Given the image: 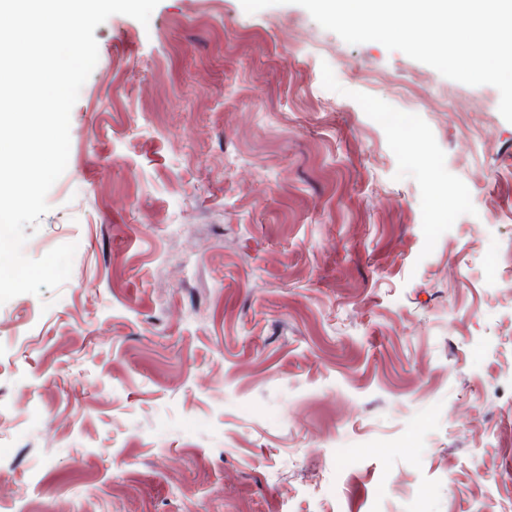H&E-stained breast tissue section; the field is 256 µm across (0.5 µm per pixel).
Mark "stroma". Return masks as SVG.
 Returning <instances> with one entry per match:
<instances>
[{
	"instance_id": "1",
	"label": "stroma",
	"mask_w": 512,
	"mask_h": 512,
	"mask_svg": "<svg viewBox=\"0 0 512 512\" xmlns=\"http://www.w3.org/2000/svg\"><path fill=\"white\" fill-rule=\"evenodd\" d=\"M94 35L24 245L71 276L0 305V512H512L498 90L292 0ZM378 120L387 126L395 128H406L408 131H413L416 127V112L411 107H404L400 110H391L388 108L377 106L374 108Z\"/></svg>"
}]
</instances>
